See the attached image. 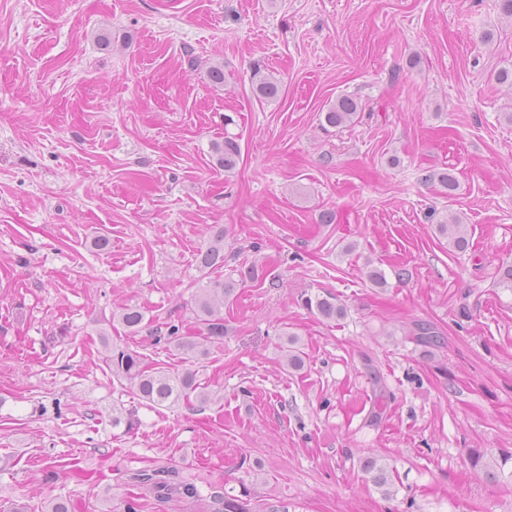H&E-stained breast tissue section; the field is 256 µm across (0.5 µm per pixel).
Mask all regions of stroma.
<instances>
[{
    "instance_id": "obj_1",
    "label": "stroma",
    "mask_w": 512,
    "mask_h": 512,
    "mask_svg": "<svg viewBox=\"0 0 512 512\" xmlns=\"http://www.w3.org/2000/svg\"><path fill=\"white\" fill-rule=\"evenodd\" d=\"M509 65L500 0H0V512L55 497L123 512L133 475L160 465L207 498L142 512H216L209 493L245 489L287 512H512ZM258 67L278 100L255 95ZM343 94L358 120L322 129ZM227 136L228 173L212 151ZM444 169L450 198L426 179ZM447 209L466 252L435 234ZM220 226L225 269L256 259L265 279L189 363L153 327L193 332L196 255ZM321 289L344 318L300 306ZM127 304L139 333L112 319ZM417 322L440 347L412 339ZM110 344L193 371L220 402L142 405L103 364ZM379 381L392 398L375 418ZM368 456L393 468L394 497ZM214 150L217 156V163L224 167V172H228L236 166L240 149L234 139L224 137V143L217 144ZM377 457H368L364 461L363 471L372 484L381 492L382 496L391 498L396 495L394 471Z\"/></svg>"
}]
</instances>
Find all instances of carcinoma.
<instances>
[{"instance_id": "1", "label": "carcinoma", "mask_w": 512, "mask_h": 512, "mask_svg": "<svg viewBox=\"0 0 512 512\" xmlns=\"http://www.w3.org/2000/svg\"><path fill=\"white\" fill-rule=\"evenodd\" d=\"M253 88L258 97L266 101L278 99L280 80L271 73L256 70L251 78ZM363 106L360 100L351 95H342L332 103L324 113V122L334 128L345 127L358 119ZM217 163L224 171L232 170L240 154L239 145L230 138L214 147ZM426 180L436 182L442 193L453 196L458 189L457 179L448 172L429 174ZM435 230L438 236L446 240L451 252L464 251L469 243L467 225L457 213H442L438 218ZM226 229L214 232L208 244L197 254L198 265L204 269L224 268V236ZM264 278V269L257 262L241 265L232 270L227 277L222 275L201 280L197 283L194 295V315L198 335L185 337L182 328L176 324H165L157 327L156 332H166L167 341L185 356V359L199 360L210 354L211 347L224 340V303H226L237 285L258 283ZM301 303L309 312L315 313L326 320L341 319L346 315L345 306L336 295L328 290L306 292L301 295ZM118 321L131 333H137L144 327L145 313L135 305L121 308L117 315ZM415 341L425 347H437L441 344V336L434 327L427 323H416L411 330ZM298 337L287 334L286 362L289 369L297 372L304 367V360L297 347ZM105 364L113 377L124 381L135 395L154 408H170L180 402L196 401L201 406L213 404L219 395L197 383L191 371H175L172 369L150 368L144 363L142 354L127 347L116 345L109 348L105 356ZM363 471L382 496L391 498L396 495L394 471L377 457H368L364 461ZM141 486L148 492L163 500L173 498L185 501H197L201 492L194 481L182 476L180 472L169 466H158L142 470L137 474ZM219 505L217 512H259L253 506L247 494L213 496Z\"/></svg>"}]
</instances>
